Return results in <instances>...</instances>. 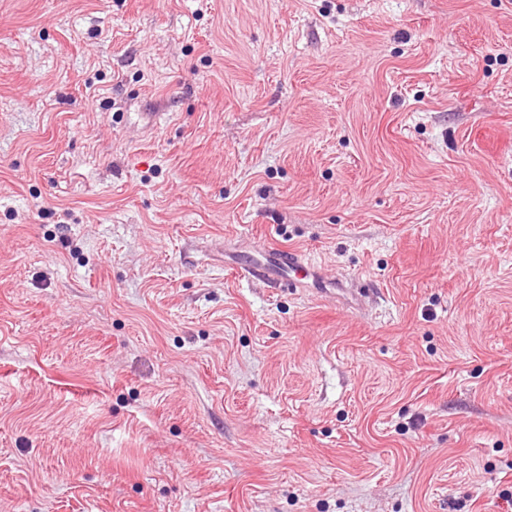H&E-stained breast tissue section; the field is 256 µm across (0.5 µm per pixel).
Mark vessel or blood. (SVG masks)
I'll list each match as a JSON object with an SVG mask.
<instances>
[{"label": "vessel or blood", "instance_id": "obj_1", "mask_svg": "<svg viewBox=\"0 0 512 512\" xmlns=\"http://www.w3.org/2000/svg\"><path fill=\"white\" fill-rule=\"evenodd\" d=\"M234 273L239 277L264 281L277 288L313 287L319 294L329 291L328 281L321 279L316 265L295 248L260 245Z\"/></svg>", "mask_w": 512, "mask_h": 512}]
</instances>
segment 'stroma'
Returning <instances> with one entry per match:
<instances>
[{"instance_id": "obj_1", "label": "stroma", "mask_w": 512, "mask_h": 512, "mask_svg": "<svg viewBox=\"0 0 512 512\" xmlns=\"http://www.w3.org/2000/svg\"><path fill=\"white\" fill-rule=\"evenodd\" d=\"M0 512H512V0H0ZM317 270L318 267L296 248L263 244L234 268V274L264 281L275 288L313 287L318 294L343 292L342 288H336V282L321 279Z\"/></svg>"}]
</instances>
